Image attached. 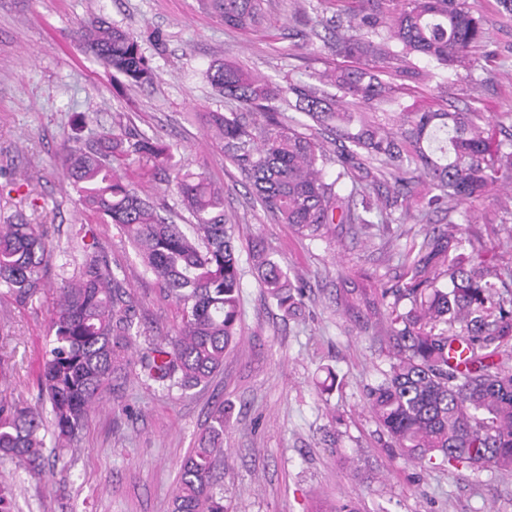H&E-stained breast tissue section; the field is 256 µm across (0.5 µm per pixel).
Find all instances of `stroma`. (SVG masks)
Here are the masks:
<instances>
[{
  "label": "stroma",
  "instance_id": "stroma-1",
  "mask_svg": "<svg viewBox=\"0 0 512 512\" xmlns=\"http://www.w3.org/2000/svg\"><path fill=\"white\" fill-rule=\"evenodd\" d=\"M488 39L471 70L396 93L375 110L399 106L477 113L496 129L512 128V23L496 0H466ZM102 15L134 35L156 73L138 87L86 54L78 23ZM343 0H270L254 31L227 28L198 0H0V220L23 212L45 225L54 250L44 292L25 306L0 304V392L38 401V361L49 337L55 290L83 260L73 226L92 229L110 264L132 269V292L146 335L174 333L180 314L157 283L140 274L132 248L112 224L85 212L63 177V143L92 139L115 114L168 146L183 171L224 188V217L237 225L248 254L264 243L292 281L304 287L300 316L284 318L253 274H245L235 348L203 386L165 392L129 378L118 397L104 396L76 449L46 448L49 469L35 478L0 456V486L12 512H170L180 466L219 405L231 408L224 429V504L228 512H313L349 502L358 512H512V476L441 461L409 463L370 413L366 394L386 366L379 333L383 305L348 309L349 290L374 292L408 282L405 259L426 229L468 225L495 263L512 266L503 226L512 211L486 199L471 208L395 212L367 229L343 224L311 241L277 223L244 174L207 133L206 115L237 110L205 77L221 58L269 80L316 84L319 73L347 65L331 49V21L346 19ZM129 180L177 223L174 171L147 160L123 166Z\"/></svg>",
  "mask_w": 512,
  "mask_h": 512
}]
</instances>
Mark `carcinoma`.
Here are the masks:
<instances>
[{
	"mask_svg": "<svg viewBox=\"0 0 512 512\" xmlns=\"http://www.w3.org/2000/svg\"><path fill=\"white\" fill-rule=\"evenodd\" d=\"M224 25L251 30L264 25L266 0H200ZM349 16L353 35H336V53L362 63L328 75L336 93L290 82L272 83L221 59L206 71L210 84L236 100L241 112L209 113V132L246 175L264 208L302 237L316 240L333 224L368 226L375 211L384 220L409 199L423 211L490 197L512 183V133L492 144L488 126L469 112L402 109L388 121L374 109L397 81L419 83L417 65L427 58L449 70L469 62L487 39L483 22L464 0H359ZM79 35L88 54L131 84L150 83L155 73L138 40L100 16ZM305 114L299 130L286 112ZM334 136L336 157L320 137ZM67 180L83 208L119 227L144 271L181 310L170 337L147 342L131 357L139 303L129 275L110 266L88 243L85 225L72 231L83 241L77 273L56 289L49 341L39 369L42 399L49 403L55 444L78 441L93 405L108 390L117 396L134 376L171 391L207 384L236 344L245 275L236 246V225L224 220L221 188L201 173L176 176L178 205L192 221L174 223L142 197L114 163L147 158L175 167L172 155L121 120L103 127L92 142L63 144ZM336 163V178L325 169ZM350 178L389 191L357 207L340 194ZM50 258L45 229L21 213L0 224V299L26 305L44 288ZM252 269L267 298L287 315L299 310L301 289L272 253L254 247ZM409 282L383 289L366 305L394 297L386 336L392 343L381 380L367 405L407 461L436 455L476 469L512 472V281L487 258L483 242L461 229L429 231L408 265ZM408 300L407 311L398 304ZM224 407H218L196 448L183 461L170 512H224ZM43 408L0 395V455L28 472L45 469Z\"/></svg>",
	"mask_w": 512,
	"mask_h": 512,
	"instance_id": "cac0c4a2",
	"label": "carcinoma"
}]
</instances>
